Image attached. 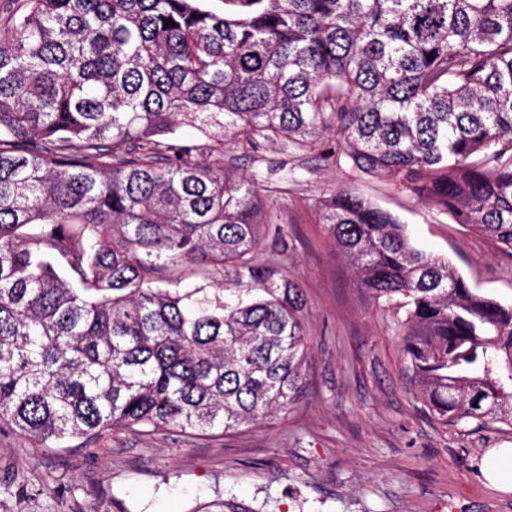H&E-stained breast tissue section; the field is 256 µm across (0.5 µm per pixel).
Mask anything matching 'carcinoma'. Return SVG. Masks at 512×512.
Segmentation results:
<instances>
[{
    "mask_svg": "<svg viewBox=\"0 0 512 512\" xmlns=\"http://www.w3.org/2000/svg\"><path fill=\"white\" fill-rule=\"evenodd\" d=\"M201 2L0 0V425L45 447L225 433L301 393L304 299L252 255L256 184L185 123L251 152L334 131L512 254V0ZM320 213L358 286L406 309L415 402L512 427V304L363 198ZM183 263L225 281L156 285Z\"/></svg>",
    "mask_w": 512,
    "mask_h": 512,
    "instance_id": "obj_1",
    "label": "carcinoma"
}]
</instances>
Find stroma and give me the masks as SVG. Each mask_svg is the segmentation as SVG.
<instances>
[{"instance_id": "1", "label": "stroma", "mask_w": 512, "mask_h": 512, "mask_svg": "<svg viewBox=\"0 0 512 512\" xmlns=\"http://www.w3.org/2000/svg\"><path fill=\"white\" fill-rule=\"evenodd\" d=\"M335 137L223 164L258 175L265 201L254 249L301 287L305 381L288 412L217 436L114 429L87 447L41 448L0 430V512H512L482 462L512 448V428L445 427L411 395L406 312L359 288L319 209L346 190L389 211L418 249L469 286L512 302V255L388 178L328 153Z\"/></svg>"}]
</instances>
